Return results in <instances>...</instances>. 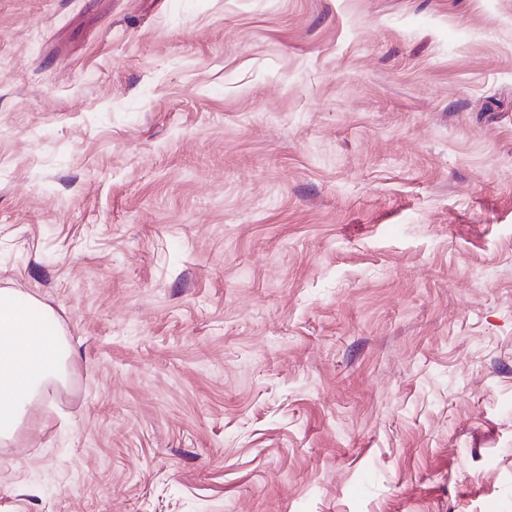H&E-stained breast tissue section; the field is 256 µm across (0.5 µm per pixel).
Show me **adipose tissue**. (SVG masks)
Returning <instances> with one entry per match:
<instances>
[{
	"mask_svg": "<svg viewBox=\"0 0 512 512\" xmlns=\"http://www.w3.org/2000/svg\"><path fill=\"white\" fill-rule=\"evenodd\" d=\"M54 319L39 299L0 290V440L13 437L48 384L69 376L67 339Z\"/></svg>",
	"mask_w": 512,
	"mask_h": 512,
	"instance_id": "adipose-tissue-1",
	"label": "adipose tissue"
}]
</instances>
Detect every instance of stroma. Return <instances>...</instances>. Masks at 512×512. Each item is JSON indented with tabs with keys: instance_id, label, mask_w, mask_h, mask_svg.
Masks as SVG:
<instances>
[{
	"instance_id": "obj_1",
	"label": "stroma",
	"mask_w": 512,
	"mask_h": 512,
	"mask_svg": "<svg viewBox=\"0 0 512 512\" xmlns=\"http://www.w3.org/2000/svg\"><path fill=\"white\" fill-rule=\"evenodd\" d=\"M2 288L0 512H512V0H0ZM54 320L39 299L0 290V440L13 437L48 384L67 381L64 331L45 328Z\"/></svg>"
}]
</instances>
